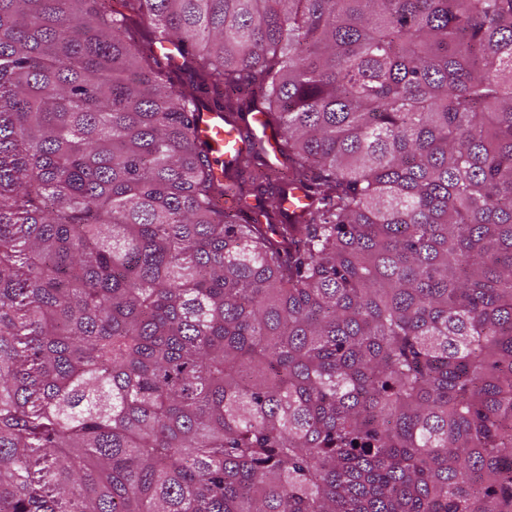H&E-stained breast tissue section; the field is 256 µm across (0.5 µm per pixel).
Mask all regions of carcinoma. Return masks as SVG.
<instances>
[{"label": "carcinoma", "instance_id": "cac0c4a2", "mask_svg": "<svg viewBox=\"0 0 512 512\" xmlns=\"http://www.w3.org/2000/svg\"><path fill=\"white\" fill-rule=\"evenodd\" d=\"M0 512H512V0H0ZM250 139L245 138L238 129L224 125V119L217 112H201L198 119V135L200 139L214 148L215 152L223 153L226 161L233 153L247 147L250 141L262 140L274 149L275 136L263 124L260 114L253 115Z\"/></svg>", "mask_w": 512, "mask_h": 512}]
</instances>
